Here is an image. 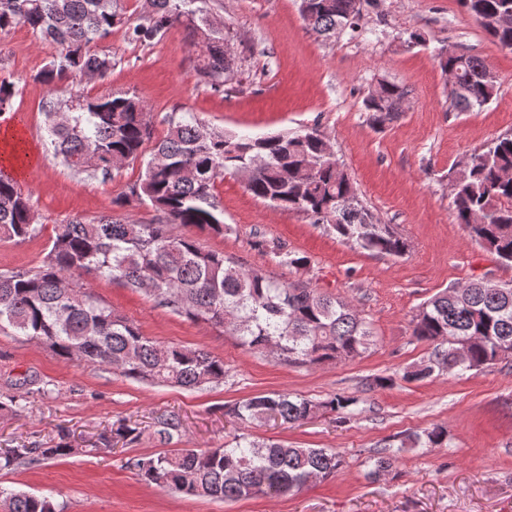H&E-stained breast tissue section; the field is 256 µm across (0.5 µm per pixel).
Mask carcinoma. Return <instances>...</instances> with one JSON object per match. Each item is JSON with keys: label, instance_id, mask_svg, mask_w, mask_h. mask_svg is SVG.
Wrapping results in <instances>:
<instances>
[{"label": "carcinoma", "instance_id": "carcinoma-1", "mask_svg": "<svg viewBox=\"0 0 512 512\" xmlns=\"http://www.w3.org/2000/svg\"><path fill=\"white\" fill-rule=\"evenodd\" d=\"M148 11L130 28L134 42L150 43L174 25L187 31L196 48L195 70L214 92L234 83L224 74L228 31L211 20L209 0H147ZM303 19L331 38L358 32L361 0H300ZM473 18L512 15V0H460ZM122 21L117 0H0V33L23 24L56 44L58 52L33 79L56 94L82 79L103 82L116 62L96 44ZM501 47L512 50V25L485 27ZM455 73L458 89L451 105L460 112L488 104L498 94L484 78V60L461 53L440 62ZM15 81L0 78V116L12 111ZM409 91L380 84L364 99L365 111L381 124L395 117ZM45 149L71 171L95 178L139 162V179L113 200L125 208L145 206L156 213L148 224L110 213L90 220L72 218L53 226L48 251L34 270L0 273V332L12 330L40 339L58 355L112 367L134 381L188 390L224 382V360L201 348L166 345L98 301L79 282L85 275L144 291L155 302L193 322L225 329L244 349L312 366L345 361L374 345L370 324L348 301L308 280L284 283L245 269L224 253L200 246L189 229L224 234V212L214 195L216 180L230 171L249 170L246 190L274 210L304 215L328 226L358 248L390 256L407 250L406 240L363 205L328 136L317 127L252 138L209 127L192 112L172 114L168 130L154 139L146 101L125 91L97 96L69 94L49 102ZM452 178L455 217L471 239L512 265V133L492 139L463 160ZM40 232L30 193L0 168V241L21 243ZM411 336L432 346L428 358L406 368L403 379L423 381L434 373L481 370L512 358V286L489 288L475 280L449 288L425 302L410 322ZM469 343L466 359L456 355ZM367 400L334 395L323 401L277 392L259 394L225 407L224 415L245 428L274 421L281 425L328 412L344 421ZM182 428L174 414L154 421V440L165 451L133 459L129 465L146 482L200 499L232 501L249 496L279 497L301 490L314 476L324 479L342 465L327 448H300L260 440L247 432L222 448H175ZM133 444L138 427L126 423L100 438ZM448 429L415 431L397 448L373 457L370 475L390 471L406 448H442ZM65 438L50 447L0 451V470L42 465L69 456ZM0 512H57L45 497L0 488Z\"/></svg>", "mask_w": 512, "mask_h": 512}]
</instances>
